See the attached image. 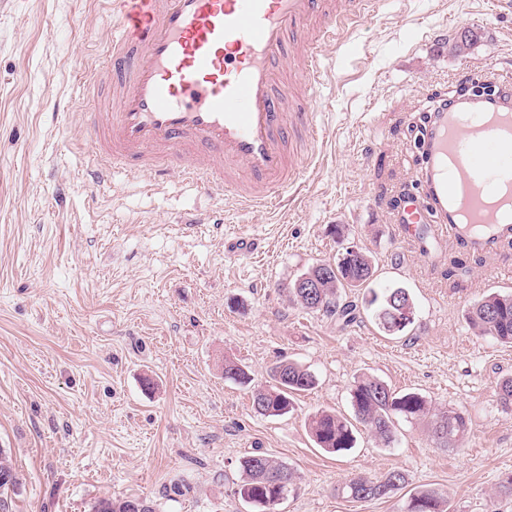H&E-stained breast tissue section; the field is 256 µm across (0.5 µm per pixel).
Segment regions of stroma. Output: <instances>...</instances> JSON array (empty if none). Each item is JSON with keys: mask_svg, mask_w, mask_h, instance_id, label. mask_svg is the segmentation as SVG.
<instances>
[{"mask_svg": "<svg viewBox=\"0 0 512 512\" xmlns=\"http://www.w3.org/2000/svg\"><path fill=\"white\" fill-rule=\"evenodd\" d=\"M473 32L466 56L443 36ZM112 32L107 0H0V448L21 478L13 512H89L144 497L157 512H250L234 490L260 452L298 480L280 512H402L406 493L354 501L355 476L406 473L449 512H512V345L479 336L466 312L512 268V241L483 257L450 241L395 237L412 192L407 150L427 93L478 78L512 81V0H383L325 47L317 105L322 156L281 208L247 211L181 180L145 189L115 173L98 191L78 172L91 150L78 82ZM223 223L184 230L187 214ZM341 225L342 235L330 234ZM355 245L382 284L407 288L413 325L378 332L370 316L338 327L298 306L288 285ZM271 382L288 359L317 378L279 417L256 413L225 360ZM362 375L464 414L468 434L435 446L425 422H398L393 444L359 432L343 455L318 448L309 414L350 415ZM140 497L123 498H104L95 502L92 506V512H129L128 505L132 500H138ZM131 512H142L143 506L139 501H134L129 505Z\"/></svg>", "mask_w": 512, "mask_h": 512, "instance_id": "1", "label": "stroma"}]
</instances>
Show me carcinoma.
Here are the masks:
<instances>
[{"label": "carcinoma", "instance_id": "1", "mask_svg": "<svg viewBox=\"0 0 512 512\" xmlns=\"http://www.w3.org/2000/svg\"><path fill=\"white\" fill-rule=\"evenodd\" d=\"M472 34L463 32L448 37V47L458 56L468 50ZM336 271L326 277L319 276L314 265L300 278H319L317 295L323 296L320 305L308 301L304 289L292 282L290 292L303 308L324 311L336 318L345 328L360 318V312L371 315L378 330L386 335L405 332L413 323L415 303L403 287L383 285L376 281L375 266L369 254L359 250L350 259L340 252L334 260ZM363 288L366 294L362 305L346 301L342 293L348 289ZM467 321L478 334L489 336L502 344H512V293L491 292L475 302L467 311ZM224 377L241 385L251 382L249 374L236 362L224 361ZM273 384L253 396V403L261 405L255 412L276 417L288 413L293 407V395L315 387V375L291 361H282L272 369ZM350 406L353 419L349 420L334 411L322 410L308 423L317 445L330 453L340 454L354 447L355 424H360L376 441L385 446L395 441V423L399 419L416 420L430 414L431 404L416 392L402 394L391 391L387 384L373 376H361L350 389ZM433 436L441 448H454L467 432L465 417L457 411L433 414ZM241 479L235 494L252 501L254 512H264L263 500L275 493L281 482L290 488L296 485V475L287 465L261 453L245 457L241 462ZM0 473L9 481L0 483V500L12 501L9 493L16 491L19 478L6 451L0 448ZM408 483L402 470H392L380 477L358 476L346 481L340 488L342 495L356 501L389 498ZM420 502L418 512H448L446 493L435 489H422L410 495ZM130 497L104 498L95 502L92 512H129Z\"/></svg>", "mask_w": 512, "mask_h": 512}]
</instances>
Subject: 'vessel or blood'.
I'll list each match as a JSON object with an SVG mask.
<instances>
[{
    "instance_id": "b4317fda",
    "label": "vessel or blood",
    "mask_w": 512,
    "mask_h": 512,
    "mask_svg": "<svg viewBox=\"0 0 512 512\" xmlns=\"http://www.w3.org/2000/svg\"><path fill=\"white\" fill-rule=\"evenodd\" d=\"M379 0H111L112 37L81 70L109 110L91 131L81 181L123 168L150 186L172 176L246 210L299 191L320 143L324 46ZM421 191L400 202L398 235L421 230L467 253L512 241V86L494 110L432 113L414 145Z\"/></svg>"
}]
</instances>
